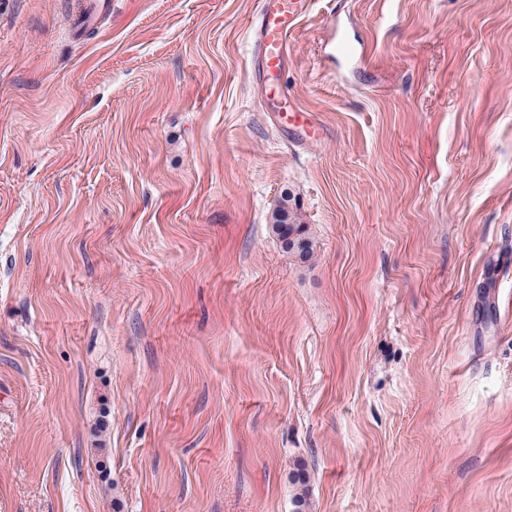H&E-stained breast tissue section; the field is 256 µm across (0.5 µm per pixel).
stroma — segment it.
Masks as SVG:
<instances>
[{"instance_id":"stroma-1","label":"stroma","mask_w":512,"mask_h":512,"mask_svg":"<svg viewBox=\"0 0 512 512\" xmlns=\"http://www.w3.org/2000/svg\"><path fill=\"white\" fill-rule=\"evenodd\" d=\"M83 7L0 0V512H512V0H313V142L258 0ZM311 4L312 0H260L252 33L254 65L264 82L263 107L281 127L299 131L306 140L320 138V124L282 86L281 77L288 64V39ZM288 201L289 199H282L273 212L272 231L285 250L304 258L313 251V241L306 234L305 224H300L298 214L290 208Z\"/></svg>"}]
</instances>
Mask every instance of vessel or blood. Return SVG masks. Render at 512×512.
Listing matches in <instances>:
<instances>
[{"instance_id":"b4317fda","label":"vessel or blood","mask_w":512,"mask_h":512,"mask_svg":"<svg viewBox=\"0 0 512 512\" xmlns=\"http://www.w3.org/2000/svg\"><path fill=\"white\" fill-rule=\"evenodd\" d=\"M312 0H259L253 29V59L264 82L263 106L281 127L319 138L320 125L281 84L288 64V39L307 16Z\"/></svg>"}]
</instances>
